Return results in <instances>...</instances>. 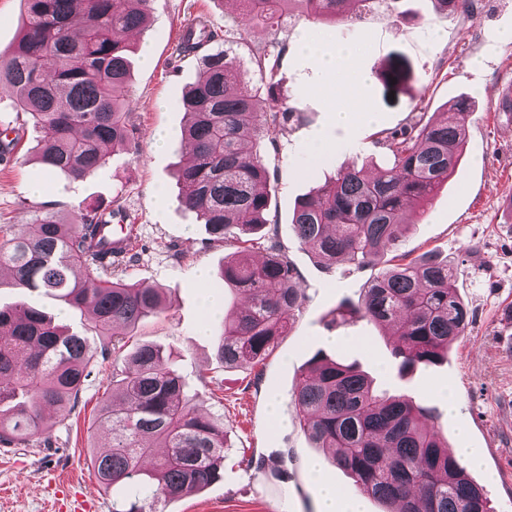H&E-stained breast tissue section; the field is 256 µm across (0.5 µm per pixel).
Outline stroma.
I'll use <instances>...</instances> for the list:
<instances>
[{"label": "stroma", "mask_w": 512, "mask_h": 512, "mask_svg": "<svg viewBox=\"0 0 512 512\" xmlns=\"http://www.w3.org/2000/svg\"><path fill=\"white\" fill-rule=\"evenodd\" d=\"M238 0H151L150 23L131 38V78L123 106L135 123L133 140L116 149L105 171L83 181L47 174L35 161L33 128L15 151L0 156V225L32 223L41 211L62 215L81 206L123 208L136 226V262L121 267L127 283L166 292L163 314L142 321L131 345L154 344L170 355L196 395L198 406L224 417L227 447L224 476L204 491L167 503L165 512H318L319 491L309 474L321 460L342 500L358 497L351 478L314 447L299 424L293 388L314 355L355 365L374 380L377 392L401 394L432 410L429 427L449 447L472 449L482 460L468 468L484 488L494 512H512V358L501 342L512 336V120L499 112L492 93L512 83V0H478L474 17H439L432 0H388L383 14L352 24H312L296 19L278 31L246 26L250 46L278 41L280 93L301 117L285 123L276 142L252 138L268 169L270 222L295 267L306 301L262 364L227 368L216 357L219 328L236 299L219 270L234 248L211 242L194 213L177 201V173L185 159L187 122L178 100L198 76L195 59L179 56L182 28L202 18L216 31L240 19ZM332 46H356L368 72L358 82L361 105L351 123H337L327 103L333 86L299 47L305 35ZM402 56L411 80L386 89L378 73ZM473 105L461 162L447 185L425 209L405 214L401 250L408 258L431 251L454 261V286L473 321L443 361L399 374L390 329L365 320L332 324L340 303L359 302L374 268L346 262L327 272L296 239L291 219L299 198L342 169L364 166L374 174L389 156L377 140L412 114L435 118L452 99ZM375 113L372 121L364 113ZM164 133L165 147L153 136ZM322 138L325 149L312 147ZM33 182L43 195L29 194ZM23 301L54 314L70 330L85 317L39 291L13 287L0 270V307ZM115 356L97 358L77 406L67 416L47 411L43 435L21 448L0 447V512H69L81 498L91 512H112V494L96 480L90 458L110 449L112 438L96 428L102 400L112 388ZM449 389L451 398L441 396ZM279 395V423L268 416L269 392ZM287 471L286 480L273 470Z\"/></svg>", "instance_id": "35a3bbf8"}]
</instances>
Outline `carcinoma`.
<instances>
[{"label": "carcinoma", "instance_id": "cac0c4a2", "mask_svg": "<svg viewBox=\"0 0 512 512\" xmlns=\"http://www.w3.org/2000/svg\"><path fill=\"white\" fill-rule=\"evenodd\" d=\"M26 21L16 42L0 51V81L15 94L14 109L37 133L35 159L50 175L73 181L98 175L111 148L130 142L134 125L124 111L133 48L120 32L139 30L151 0H22ZM378 0H240L253 24L277 27L296 9L315 22H357L376 12ZM440 14L475 13V0H435ZM178 52L199 59L198 81L181 97L191 115L185 140L192 158L179 170L180 203L204 224L210 240L227 243L232 228L259 230L268 224L269 178L244 133L271 142L300 113L280 102L271 60L285 47L272 41L236 52L238 24L224 25V46L204 23L188 25ZM409 78L399 59L379 74L387 86ZM467 101L448 104L427 122L409 119L377 144L392 165L369 175L344 169L299 202L293 232L330 269L347 260L359 267L391 255L393 264L371 281L351 317L396 328L400 368L438 362L465 335L473 320L453 287L455 268L427 252L409 262L394 255L404 236L405 211L425 207L459 161L469 117ZM109 221L88 207L78 221L56 213L33 223L0 228V267L13 284L42 290L75 310L89 313L81 335L54 323L46 312L17 304L0 307V444L25 446L44 433L43 413L69 414L92 375L96 354L122 358L113 366L112 394L96 426L112 434V448L92 458L100 484L112 489V512H164L169 499L195 493L224 473L223 419L197 408L183 375L159 348L144 344L127 353L128 341L110 331H132L164 312L163 289L124 282L116 269L136 261L128 249L119 259L101 236ZM224 283L241 298L224 317L217 356L226 367L259 363L284 335L305 296L281 247L264 259L245 249L224 263ZM303 428L319 448L333 450L336 466L354 486L387 512H491L481 487L462 462L425 426L431 410L405 395L377 393L372 380L353 367L324 358L313 361L292 392Z\"/></svg>", "mask_w": 512, "mask_h": 512}]
</instances>
